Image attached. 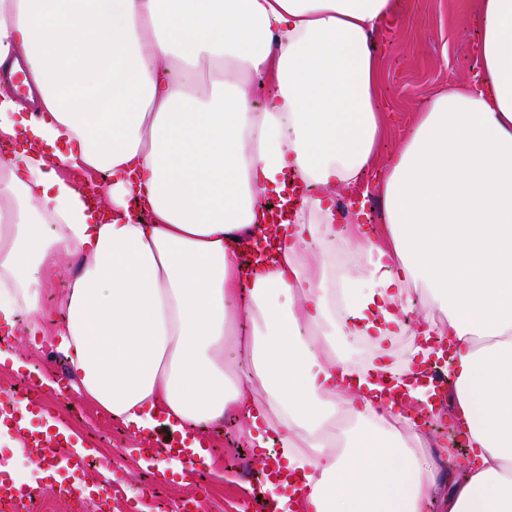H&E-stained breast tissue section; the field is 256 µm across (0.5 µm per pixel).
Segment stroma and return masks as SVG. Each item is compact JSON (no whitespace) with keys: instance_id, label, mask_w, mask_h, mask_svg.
<instances>
[{"instance_id":"obj_1","label":"stroma","mask_w":512,"mask_h":512,"mask_svg":"<svg viewBox=\"0 0 512 512\" xmlns=\"http://www.w3.org/2000/svg\"><path fill=\"white\" fill-rule=\"evenodd\" d=\"M395 8L372 38L377 61L376 105L380 136L376 162L363 182L340 190L343 204L363 202L377 235L385 233V213L380 195L371 186L380 178L391 153L399 149L430 99L449 82L475 80V53L481 32L479 0H394ZM12 345L25 361L23 369L0 366V383H23L28 366H38L41 375L59 381L70 376L68 361L52 340L14 337ZM49 412L63 413L68 424L96 456L118 458L123 482L113 492L112 504L128 507L131 490L151 484L154 468L135 450L136 437L119 419L88 404L73 391L45 394ZM211 448L212 463L187 485L164 482L152 485L151 493L138 497L139 512H170L179 502H199L200 512H241L253 492L250 473L258 468L256 451L244 445L237 423L208 426L203 432Z\"/></svg>"}]
</instances>
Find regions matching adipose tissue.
Instances as JSON below:
<instances>
[{"label":"adipose tissue","mask_w":512,"mask_h":512,"mask_svg":"<svg viewBox=\"0 0 512 512\" xmlns=\"http://www.w3.org/2000/svg\"><path fill=\"white\" fill-rule=\"evenodd\" d=\"M391 12L0 0V70L28 88H0V141L23 144L0 155V326L57 340L75 391L133 430L236 418L294 474L266 490L296 512H512V0H481L480 81L434 96L386 162L381 244L333 201L374 162L370 37ZM74 169L100 174L101 207ZM290 181L306 191L278 263L244 272L231 241L259 235ZM338 251L361 259L340 285ZM434 338L453 346L447 404L409 384L389 400L383 373ZM361 339L378 355L357 368ZM449 418L468 451L448 461Z\"/></svg>","instance_id":"obj_1"}]
</instances>
